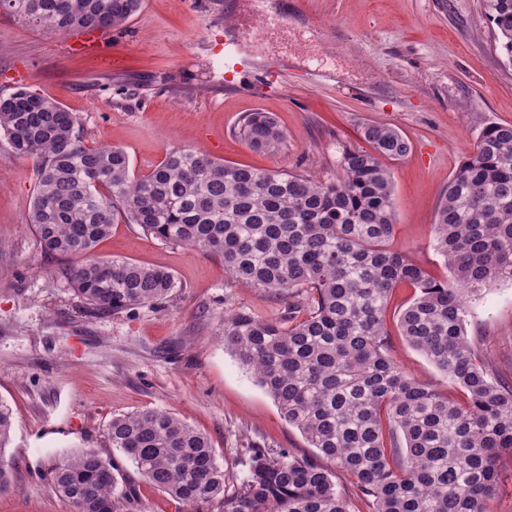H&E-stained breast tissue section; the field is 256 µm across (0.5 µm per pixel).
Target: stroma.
Here are the masks:
<instances>
[{
  "mask_svg": "<svg viewBox=\"0 0 512 512\" xmlns=\"http://www.w3.org/2000/svg\"><path fill=\"white\" fill-rule=\"evenodd\" d=\"M270 16L279 26L256 42ZM107 35L102 53L84 55L70 50L72 34L33 30L0 12V97L22 88L54 99L75 113L86 147L123 148L138 175L175 146L333 180L345 150L367 148L364 126L395 128L411 150L382 160L393 181L394 245L446 278L434 249L441 197L479 130L512 124V64L495 46L483 0H142ZM228 37L251 69L225 74ZM248 112L273 114L285 136L278 150L252 149L238 135ZM35 183V159L13 157L0 137V400L14 412L0 457L11 472L0 512H74L48 471L82 448L111 454L129 512H187L109 448V421L145 408L205 433L231 475L230 492L247 473L249 447L318 458L221 339L225 313L278 320L299 297L231 283L219 258L117 224L97 254L167 269L177 288L155 306L91 309L28 222ZM413 293L404 285L393 293L390 354L408 375L458 397L397 331ZM467 332L511 379L512 285L470 303Z\"/></svg>",
  "mask_w": 512,
  "mask_h": 512,
  "instance_id": "1",
  "label": "stroma"
}]
</instances>
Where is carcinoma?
<instances>
[{
	"instance_id": "cac0c4a2",
	"label": "carcinoma",
	"mask_w": 512,
	"mask_h": 512,
	"mask_svg": "<svg viewBox=\"0 0 512 512\" xmlns=\"http://www.w3.org/2000/svg\"><path fill=\"white\" fill-rule=\"evenodd\" d=\"M142 0H0V11L51 32L106 30ZM502 55L512 64V0H484ZM78 121L58 102L18 89L0 97V136L17 157L39 160L28 220L43 249L90 308L114 313L169 299L173 275L95 254L115 224H137L165 244L224 261L232 280L275 294L306 295L305 316L263 320L224 315V345L253 373L309 446L354 478L373 512H488L503 454L512 455V384L491 373L466 329L465 295L512 284V125L481 128L473 154L449 179L435 223L448 270L431 275L392 247V178L380 158L409 142L367 125L372 150L342 157V175L314 181L226 164L182 148L149 173L132 171L119 147L84 146ZM240 136L274 150L284 134L269 112H249ZM414 288L397 315L411 346L460 389L443 396L389 356L386 313L396 287ZM13 411L0 401V456ZM110 447L161 491L224 512H349L325 465L251 447L248 474L230 495L206 434L155 408L112 418ZM116 465L83 448L52 466L75 512H125Z\"/></svg>"
}]
</instances>
